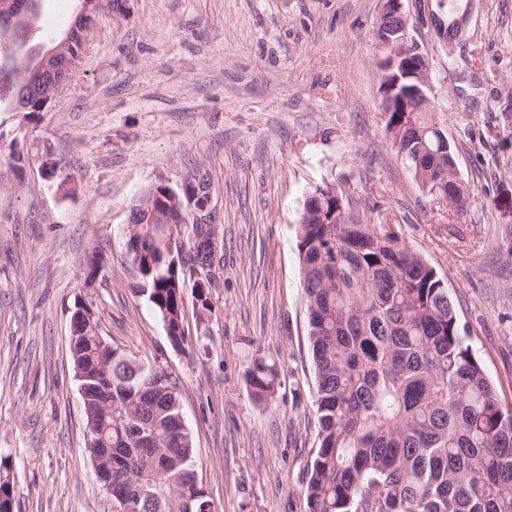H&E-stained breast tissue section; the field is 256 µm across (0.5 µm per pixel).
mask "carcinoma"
I'll use <instances>...</instances> for the list:
<instances>
[{
  "label": "carcinoma",
  "mask_w": 512,
  "mask_h": 512,
  "mask_svg": "<svg viewBox=\"0 0 512 512\" xmlns=\"http://www.w3.org/2000/svg\"><path fill=\"white\" fill-rule=\"evenodd\" d=\"M26 33L0 29V56L13 55ZM17 100L42 112L28 68L0 67V104ZM418 102L382 93L386 131H403L414 178L464 217L468 188L455 153ZM297 250L307 303L320 445L306 485L308 512H512V412L503 409L467 343L438 271L402 242L390 224H363L328 185L307 198ZM125 253L150 273L146 298L170 326L182 315V271L165 264L157 224L129 229ZM71 327L75 372L89 376L87 422L112 442L101 472L129 475L124 490L138 512H215L196 481L193 441L177 382L112 348V397L103 404L94 376L106 353ZM265 403L281 386V367L256 355L245 374Z\"/></svg>",
  "instance_id": "obj_1"
}]
</instances>
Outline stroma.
<instances>
[{
  "label": "stroma",
  "instance_id": "stroma-1",
  "mask_svg": "<svg viewBox=\"0 0 512 512\" xmlns=\"http://www.w3.org/2000/svg\"><path fill=\"white\" fill-rule=\"evenodd\" d=\"M80 6L43 0L31 45L54 42ZM381 6L101 0L48 111L0 112V475L13 512H112L69 355L82 306L113 346L176 378L218 512H308L319 425L297 231L319 186L361 222L393 225L444 277L512 407V0H473L449 46L429 25L414 32L470 193L460 219L423 192L385 131L371 39ZM198 169L213 184L224 261L208 312L184 289L176 346L136 291L125 239L140 196ZM260 353L282 366L266 403L245 384Z\"/></svg>",
  "mask_w": 512,
  "mask_h": 512
}]
</instances>
